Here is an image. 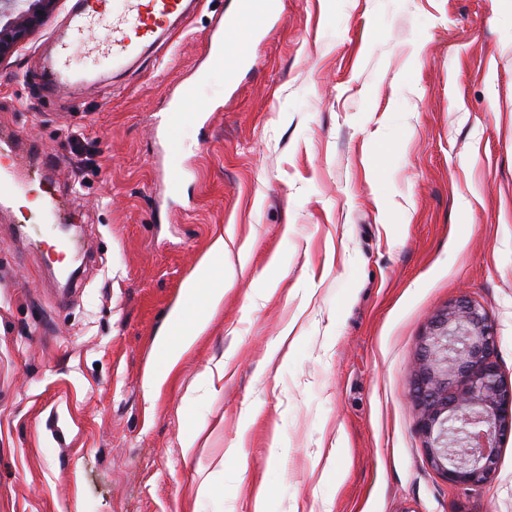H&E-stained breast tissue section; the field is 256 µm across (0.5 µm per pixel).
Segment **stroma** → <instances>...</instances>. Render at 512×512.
Instances as JSON below:
<instances>
[{
	"instance_id": "obj_1",
	"label": "stroma",
	"mask_w": 512,
	"mask_h": 512,
	"mask_svg": "<svg viewBox=\"0 0 512 512\" xmlns=\"http://www.w3.org/2000/svg\"><path fill=\"white\" fill-rule=\"evenodd\" d=\"M70 8L0 68V127L56 160L62 221L99 258L58 307L57 226L0 209V512H253L260 493L265 512H512V439L487 483L453 487L409 396L462 296L512 378V0H281L231 83L197 66L234 0H198L130 68L52 93ZM185 83L212 112L177 130L171 198L159 118ZM219 235L246 262L147 394Z\"/></svg>"
}]
</instances>
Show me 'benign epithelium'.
Masks as SVG:
<instances>
[{
	"label": "benign epithelium",
	"instance_id": "7a95c632",
	"mask_svg": "<svg viewBox=\"0 0 512 512\" xmlns=\"http://www.w3.org/2000/svg\"><path fill=\"white\" fill-rule=\"evenodd\" d=\"M59 0H0V65L55 10ZM491 318L461 299L439 311L422 335L410 397L434 468L458 487L486 483L497 445L512 436V379L496 361Z\"/></svg>",
	"mask_w": 512,
	"mask_h": 512
}]
</instances>
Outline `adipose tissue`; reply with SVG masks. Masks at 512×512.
I'll use <instances>...</instances> for the list:
<instances>
[{"mask_svg": "<svg viewBox=\"0 0 512 512\" xmlns=\"http://www.w3.org/2000/svg\"><path fill=\"white\" fill-rule=\"evenodd\" d=\"M225 254L223 238H216L207 255L191 273L186 292L195 297L197 303L188 309H178L169 320L163 336L155 342L154 354L158 370L147 378V392H154L160 386L163 375L174 369L181 354L192 346L213 308L223 298L224 286L234 274Z\"/></svg>", "mask_w": 512, "mask_h": 512, "instance_id": "ef3b65f1", "label": "adipose tissue"}]
</instances>
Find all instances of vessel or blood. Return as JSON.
Here are the masks:
<instances>
[{
  "label": "vessel or blood",
  "mask_w": 512,
  "mask_h": 512,
  "mask_svg": "<svg viewBox=\"0 0 512 512\" xmlns=\"http://www.w3.org/2000/svg\"><path fill=\"white\" fill-rule=\"evenodd\" d=\"M193 0H77L65 28L56 35V55L43 73L48 90L61 91L93 85L95 70L121 68L139 58L156 34L174 33ZM277 10V0H236L232 12L220 14L213 22L203 58L205 69L223 71L235 80L248 61V52L239 44L240 24L249 17L268 18ZM83 47L90 67L74 68L75 47ZM191 95L190 85H182L165 118V151L176 153V130L184 119L183 104ZM21 151L15 140H0V204L24 194L16 161Z\"/></svg>",
  "instance_id": "obj_1"
}]
</instances>
